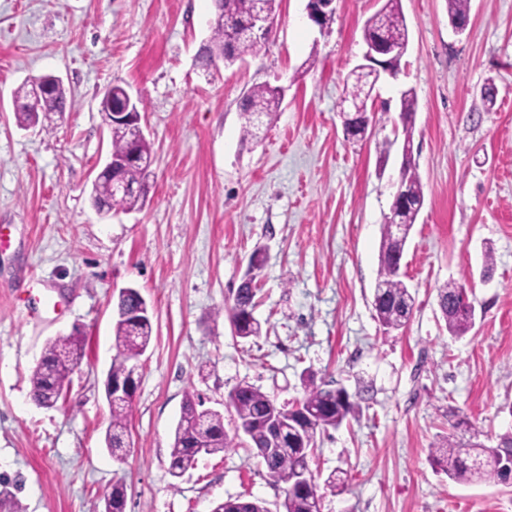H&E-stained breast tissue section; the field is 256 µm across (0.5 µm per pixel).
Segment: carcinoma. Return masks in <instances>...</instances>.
<instances>
[{"instance_id":"1","label":"carcinoma","mask_w":512,"mask_h":512,"mask_svg":"<svg viewBox=\"0 0 512 512\" xmlns=\"http://www.w3.org/2000/svg\"><path fill=\"white\" fill-rule=\"evenodd\" d=\"M215 19L206 54L202 65L209 67L219 59L231 66L248 54L256 55L265 46L263 42L250 39L246 34L247 23L257 11L274 15L279 0H213ZM470 0H448V19L454 22L468 17ZM384 38L392 44L408 40V28L401 9V0H385L380 11L370 18L363 27V40ZM31 84L23 82L14 92L15 117L22 127L40 126L46 128L53 122V115L67 111L68 103L64 88H59L40 105L32 104ZM345 98L364 100V83L354 74L348 76L344 90ZM283 97L276 86L258 85L248 90L241 106L244 125L243 138H257L262 125L271 124ZM416 94L408 89L401 94L399 119L404 140H413L412 116L416 108ZM112 155L121 156L130 147L131 134L127 127L114 125L110 128ZM151 172L141 165L124 169L123 179L140 191L124 196L118 203H111L112 183L100 178L92 184L91 201L97 205H112L124 211L139 210L145 205L144 189L151 188ZM400 182L409 206L400 214L401 229L395 233L390 227L383 228L380 248V267L377 279V297L373 301L376 319L384 331L405 327L413 313L414 298L402 280L400 261L404 254L407 238L416 223L424 204L423 187L416 165L412 162L400 170ZM460 285L448 282L439 288L438 298L442 305V317L448 332L453 336L466 334L473 326L470 312L459 305ZM255 289L242 284L237 289L233 305L227 310V317L235 327L238 337L248 339L258 336L262 327L253 314ZM153 336L152 317L130 323L118 319L114 325V347L111 375L115 378L132 380L137 375L135 361L146 350ZM84 339L69 335L50 341L33 370L31 396L33 401L48 408L56 406L65 383L80 367L84 359ZM308 416L302 417L295 426L279 428L273 418L278 406L258 388L250 384L234 387L225 399V405L233 408L237 416V428L248 437L267 469L268 476L276 483L285 485L283 512H315L312 503L313 492L305 489L304 471L309 460L310 440L321 431L339 427L348 417L359 410V404L351 401L343 388L323 389L309 383L299 400ZM201 403L194 396L186 397L181 415L174 431L170 452L169 472L178 477L184 461L188 460L195 446L207 454H217L236 447L235 438L224 430V417L217 411L199 410ZM132 405L123 399L112 402L110 423L106 430L105 442L111 453L123 449L124 438L128 435ZM499 461L495 467L484 464L488 448L478 441L457 439L450 434L431 451L434 467L456 482L493 481L506 482L512 479V435L504 436L496 446ZM125 487L120 481L112 484L105 499L104 510L114 508L123 512ZM213 512H268L262 502L253 499L229 498L215 506Z\"/></svg>"}]
</instances>
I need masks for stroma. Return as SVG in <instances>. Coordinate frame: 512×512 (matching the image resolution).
Instances as JSON below:
<instances>
[{
  "mask_svg": "<svg viewBox=\"0 0 512 512\" xmlns=\"http://www.w3.org/2000/svg\"><path fill=\"white\" fill-rule=\"evenodd\" d=\"M306 4L280 0L258 55L205 68L212 0H0V478L22 512H92L118 480L125 512H212L238 496L282 512V485L243 439L173 479V431L186 396L230 432L233 387L283 406L309 373L361 406L317 438L315 476L346 474L343 491L323 489V512H512V482H455L429 461L449 416L490 447L512 432V0H471L461 33L448 0H402L408 48L359 141L345 138L339 102L379 4L336 0L324 30ZM47 74L71 109L47 130L18 126L15 89ZM114 83L142 99L155 162L145 206L104 218L90 193L111 151L99 103ZM261 84L285 96L246 141L241 97ZM408 88L424 206L401 266L413 315L387 333L373 294ZM260 247L264 266L249 273ZM250 274L262 333L245 340L222 310ZM449 281L475 306L461 337L439 308ZM127 287L148 303L154 336L119 460L104 443L105 380ZM71 334L85 339L81 367L64 400L37 406L31 373L48 341Z\"/></svg>",
  "mask_w": 512,
  "mask_h": 512,
  "instance_id": "stroma-1",
  "label": "stroma"
}]
</instances>
